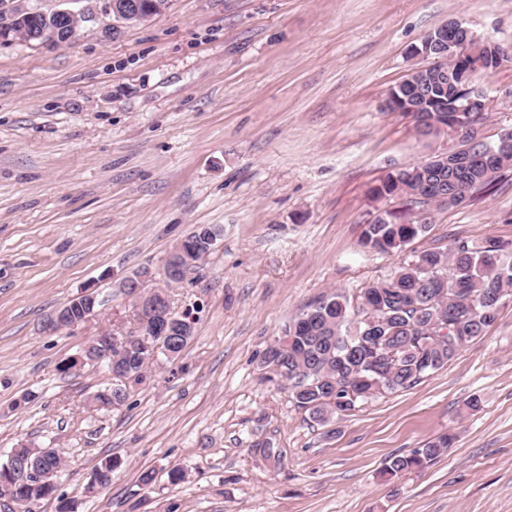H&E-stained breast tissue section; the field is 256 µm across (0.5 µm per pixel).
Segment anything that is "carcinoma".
Instances as JSON below:
<instances>
[{
    "label": "carcinoma",
    "mask_w": 512,
    "mask_h": 512,
    "mask_svg": "<svg viewBox=\"0 0 512 512\" xmlns=\"http://www.w3.org/2000/svg\"><path fill=\"white\" fill-rule=\"evenodd\" d=\"M418 116L434 123L451 125L461 118L479 128L486 112H454L448 96L438 94L420 101ZM512 170V153L505 154L489 170L473 164L427 167L421 161L389 173L371 190L372 198L401 199L409 207L434 203L416 197L423 182L454 192L471 200L490 187L504 172ZM426 225L414 220L403 223L386 212L365 225L362 245L375 252L403 250L420 237ZM508 242L488 237L476 245L465 240L454 242L447 251H413L393 275L367 285L356 296L330 290L288 322L275 345L267 352L266 363L282 380L295 405L308 412L310 419L324 424L336 414L354 411L372 398L374 380L384 383L385 392L408 390L424 377L455 360L476 339L486 335L498 319L503 300L512 296V260H505ZM375 310L383 320L381 330L387 343L396 349L393 365L379 375L360 343L365 309ZM453 319L455 331L439 337L436 314ZM140 337L126 335L120 363L134 375L123 391L128 400L130 388L141 384L152 362L132 355ZM454 436L442 434L406 455L389 459L383 473L391 478L421 471L443 455ZM56 492L45 484L28 482L15 488L20 500L44 499Z\"/></svg>",
    "instance_id": "1"
}]
</instances>
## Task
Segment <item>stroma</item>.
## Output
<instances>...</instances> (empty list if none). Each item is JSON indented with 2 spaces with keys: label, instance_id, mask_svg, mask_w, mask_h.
<instances>
[{
  "label": "stroma",
  "instance_id": "obj_1",
  "mask_svg": "<svg viewBox=\"0 0 512 512\" xmlns=\"http://www.w3.org/2000/svg\"><path fill=\"white\" fill-rule=\"evenodd\" d=\"M80 6L91 19L67 42L0 45V462L20 443L64 459L57 497L34 512L61 496L78 512H512V301L447 367L325 426L264 364L323 292L358 293L400 266L360 244L378 213L403 208L369 190L449 141L418 136L388 91L449 18L512 47V0H170L117 28L99 0ZM480 82L491 141L512 126V60ZM430 217L415 249L512 240V172ZM200 224L222 228L221 247L167 289L196 315L191 341L125 405L97 406L107 365L64 363L134 327L115 283ZM85 291L103 300L95 314L46 331ZM448 431L433 464L382 476ZM108 457L121 462L111 484L89 491Z\"/></svg>",
  "mask_w": 512,
  "mask_h": 512
}]
</instances>
